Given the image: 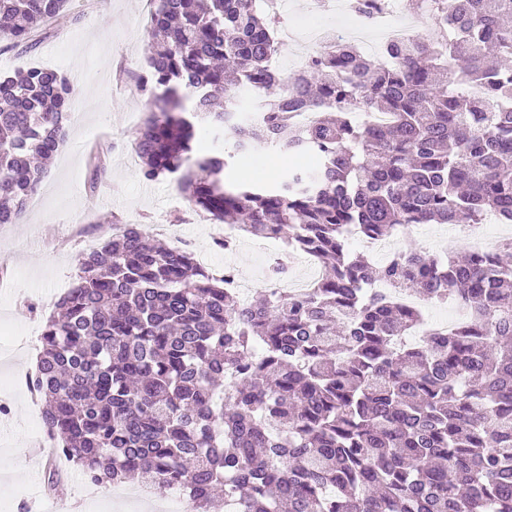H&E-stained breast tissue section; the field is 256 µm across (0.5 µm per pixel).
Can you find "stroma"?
Listing matches in <instances>:
<instances>
[{
  "mask_svg": "<svg viewBox=\"0 0 512 512\" xmlns=\"http://www.w3.org/2000/svg\"><path fill=\"white\" fill-rule=\"evenodd\" d=\"M149 0H69L65 19L41 26L33 49L0 42V75L32 66L49 67L78 87L72 108L77 122L53 158L21 223L0 224V349L26 331L42 330L55 303L75 283L81 243L75 227L92 228L104 240L113 224L179 225L194 254L212 267L225 256L215 247L209 224L194 213L174 177L144 180L131 156L147 111L139 88L149 40ZM298 158L254 143L249 155L234 158L231 180L274 184ZM11 420L0 426V512H18L10 490L30 491L39 504L57 498L44 477L54 468L48 453L29 455L34 412L41 405L27 389L11 401Z\"/></svg>",
  "mask_w": 512,
  "mask_h": 512,
  "instance_id": "obj_1",
  "label": "stroma"
}]
</instances>
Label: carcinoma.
I'll return each instance as SVG.
<instances>
[{"label": "carcinoma", "mask_w": 512, "mask_h": 512, "mask_svg": "<svg viewBox=\"0 0 512 512\" xmlns=\"http://www.w3.org/2000/svg\"><path fill=\"white\" fill-rule=\"evenodd\" d=\"M141 175L177 176L188 202L240 235L280 236L325 274L303 299L243 303L188 249L112 232L41 335L45 427L95 484L182 490L193 512L232 493L242 512H512V241L458 263L409 247L375 268L347 232L400 224H512V0H408L441 40L349 42L288 79L278 19L257 0H153ZM67 0H0V38L33 47ZM365 21L384 0H348ZM481 83L486 97L466 87ZM254 116L243 101L252 94ZM73 88L53 69L0 80V224H16L67 141ZM316 112L305 127L292 113ZM389 112L370 127L359 116ZM203 131L234 152H203ZM257 141L310 154L269 187L224 179ZM384 282L467 316L397 344L422 311Z\"/></svg>", "instance_id": "1"}]
</instances>
